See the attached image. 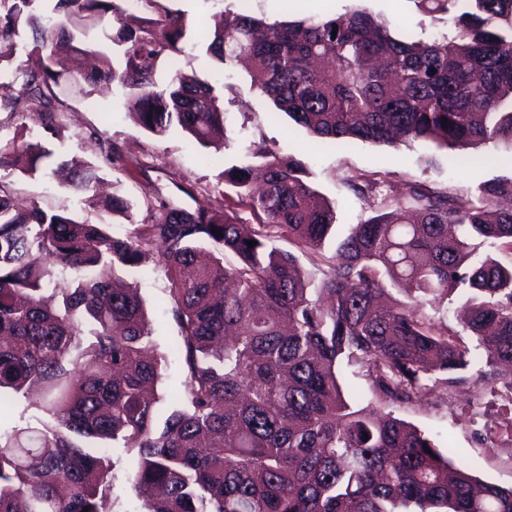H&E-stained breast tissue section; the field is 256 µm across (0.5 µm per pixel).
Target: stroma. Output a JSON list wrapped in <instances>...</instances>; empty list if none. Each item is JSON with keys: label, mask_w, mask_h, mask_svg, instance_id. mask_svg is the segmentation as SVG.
Segmentation results:
<instances>
[{"label": "stroma", "mask_w": 512, "mask_h": 512, "mask_svg": "<svg viewBox=\"0 0 512 512\" xmlns=\"http://www.w3.org/2000/svg\"><path fill=\"white\" fill-rule=\"evenodd\" d=\"M239 0H156L141 10L146 19L157 18L163 8L180 10L187 22V40L206 37L215 16L238 11ZM252 15L270 20H301L312 15L332 17L353 9H363L392 22L399 36L414 34L422 39L446 31V23H430L413 0H249ZM186 72L202 78H218L224 84V110L229 116L228 134L234 143L223 150L222 161L209 160L208 151L180 133L154 136L138 127L127 113L121 96L86 83L73 85L66 95L68 112L62 117L58 136L46 145L55 157L74 155L93 161L105 179V193L132 200L137 212H144L149 200L162 197L185 208L204 204L223 208L224 200L235 190L224 181L225 168L238 164L252 141L263 140L266 147L282 159L306 164L310 182L328 199L336 201V235L344 237L349 225L372 215L373 202L351 194L348 180L378 174L383 191L397 197L408 183L421 182L459 194H474L477 186L498 176H512V167L492 162L493 147H484L488 163L462 160L458 152L437 150L424 143L409 145L377 144L356 141L336 150L325 146L303 128L286 118H269L267 104L251 89L242 75L217 67L206 55L182 58ZM117 144L125 163L112 165L101 154L98 139ZM16 202L36 204L46 210H64L78 219L97 221L98 213L79 197L59 186L56 180H34L17 174L6 177ZM125 280L145 299L154 325V336L168 345L176 334L169 314L167 272L156 261L144 264L142 272L126 275ZM398 417L412 422L433 435L440 448L462 449L464 460L476 475L503 486H512V443L487 444L479 434L503 431L506 418H512V405L491 396L475 397L471 386L459 387L451 402L422 404L398 409ZM112 512H142V502L131 487L129 454L125 448L113 449Z\"/></svg>", "instance_id": "obj_1"}]
</instances>
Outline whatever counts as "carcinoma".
Segmentation results:
<instances>
[{
	"label": "carcinoma",
	"instance_id": "1",
	"mask_svg": "<svg viewBox=\"0 0 512 512\" xmlns=\"http://www.w3.org/2000/svg\"><path fill=\"white\" fill-rule=\"evenodd\" d=\"M36 2L0 0V127L27 110L41 124L0 141V170L65 169V189L91 205L97 167L52 162L43 144L65 92L80 76L109 83L143 130L208 148L226 112L223 87L179 66L197 50L225 70L251 61V87L336 149L420 141L470 161L492 144L512 165V0H413L447 17L427 41L355 9L288 22L226 12L196 42L179 10L136 27L126 0H56L63 23ZM94 29L109 50L85 40ZM224 181L235 188L224 210L161 199L122 233L112 216L134 221L123 196L91 224L22 207L0 179V404L43 393L0 431V512H108L117 447L131 452L144 512H512V486L395 416L469 381L512 402V177L481 183L475 201L424 183L394 201L380 179L349 182L379 205L331 255L336 203L303 163L253 142ZM479 243L511 258L476 264ZM151 254L178 333L165 348L141 295L115 284ZM458 290L473 345L431 314ZM171 355L185 387L174 402L158 392ZM348 366L379 413L346 399Z\"/></svg>",
	"mask_w": 512,
	"mask_h": 512
}]
</instances>
